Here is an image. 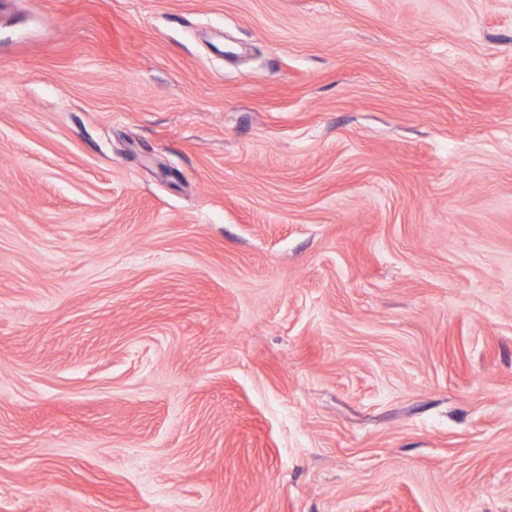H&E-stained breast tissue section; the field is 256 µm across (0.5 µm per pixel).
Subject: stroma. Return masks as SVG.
I'll return each instance as SVG.
<instances>
[{"label": "stroma", "mask_w": 512, "mask_h": 512, "mask_svg": "<svg viewBox=\"0 0 512 512\" xmlns=\"http://www.w3.org/2000/svg\"><path fill=\"white\" fill-rule=\"evenodd\" d=\"M0 512H512V0H0Z\"/></svg>", "instance_id": "stroma-1"}]
</instances>
